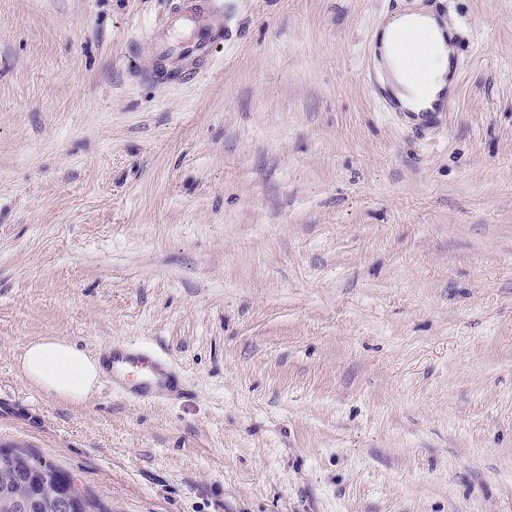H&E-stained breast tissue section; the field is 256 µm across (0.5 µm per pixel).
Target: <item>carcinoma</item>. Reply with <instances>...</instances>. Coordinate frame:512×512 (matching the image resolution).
<instances>
[{"label": "carcinoma", "instance_id": "1", "mask_svg": "<svg viewBox=\"0 0 512 512\" xmlns=\"http://www.w3.org/2000/svg\"><path fill=\"white\" fill-rule=\"evenodd\" d=\"M0 512H112L66 469L26 446H0Z\"/></svg>", "mask_w": 512, "mask_h": 512}]
</instances>
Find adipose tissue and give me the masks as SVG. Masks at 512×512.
<instances>
[{
  "mask_svg": "<svg viewBox=\"0 0 512 512\" xmlns=\"http://www.w3.org/2000/svg\"><path fill=\"white\" fill-rule=\"evenodd\" d=\"M410 27L426 29L431 35L432 51L427 56L429 74L423 81L398 51L397 32ZM453 32L452 25L440 24L435 16L421 9L394 15L381 26L376 48L378 70L402 110H429L450 87L454 73ZM19 365L28 381L73 404L88 398L101 373L98 359L55 337L26 346Z\"/></svg>",
  "mask_w": 512,
  "mask_h": 512,
  "instance_id": "obj_1",
  "label": "adipose tissue"
}]
</instances>
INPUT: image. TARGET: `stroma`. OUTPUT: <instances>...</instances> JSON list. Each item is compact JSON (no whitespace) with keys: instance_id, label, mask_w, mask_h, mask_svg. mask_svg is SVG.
<instances>
[{"instance_id":"1","label":"stroma","mask_w":512,"mask_h":512,"mask_svg":"<svg viewBox=\"0 0 512 512\" xmlns=\"http://www.w3.org/2000/svg\"><path fill=\"white\" fill-rule=\"evenodd\" d=\"M0 0V444L112 512H512V0L418 134L364 73L417 0ZM167 355L189 395L71 404L32 341ZM190 1L183 9V25L190 29V37L182 43L178 56L191 60L194 66L190 75L196 77L212 57L216 45L222 40L224 17L216 10V0H187ZM207 18L209 23L201 24Z\"/></svg>"}]
</instances>
